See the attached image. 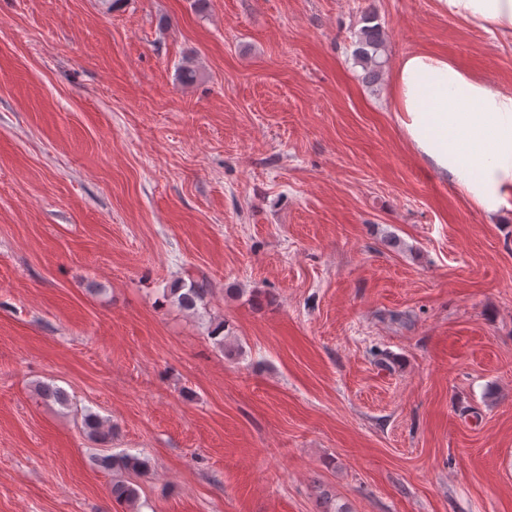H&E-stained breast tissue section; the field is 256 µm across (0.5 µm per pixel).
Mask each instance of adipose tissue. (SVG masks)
Returning <instances> with one entry per match:
<instances>
[{"instance_id":"ef3b65f1","label":"adipose tissue","mask_w":512,"mask_h":512,"mask_svg":"<svg viewBox=\"0 0 512 512\" xmlns=\"http://www.w3.org/2000/svg\"><path fill=\"white\" fill-rule=\"evenodd\" d=\"M466 24L512 38V0H438ZM392 109L414 151L482 211L495 214L512 189V90L447 56L412 51L392 77Z\"/></svg>"}]
</instances>
